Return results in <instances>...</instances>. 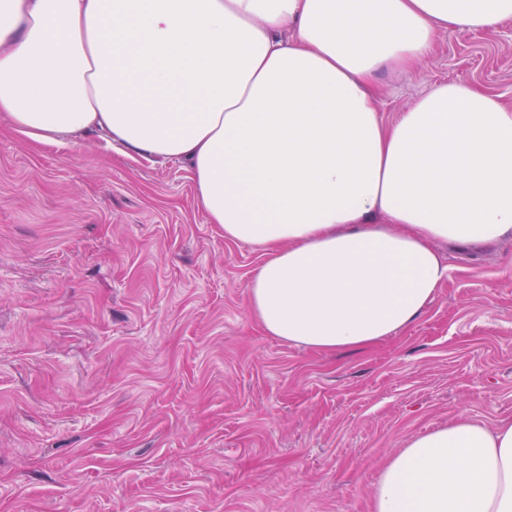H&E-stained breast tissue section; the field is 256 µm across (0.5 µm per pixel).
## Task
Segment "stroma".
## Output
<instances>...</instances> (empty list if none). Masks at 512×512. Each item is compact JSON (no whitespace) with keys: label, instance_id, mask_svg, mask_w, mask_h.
<instances>
[{"label":"stroma","instance_id":"1","mask_svg":"<svg viewBox=\"0 0 512 512\" xmlns=\"http://www.w3.org/2000/svg\"><path fill=\"white\" fill-rule=\"evenodd\" d=\"M446 82L512 108V22L380 72L384 123ZM439 250L404 331L292 344L250 312L262 251L207 223L185 161L0 118V512H371L412 438L512 421V238Z\"/></svg>","mask_w":512,"mask_h":512}]
</instances>
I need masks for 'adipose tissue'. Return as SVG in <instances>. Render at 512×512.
<instances>
[{
  "label": "adipose tissue",
  "mask_w": 512,
  "mask_h": 512,
  "mask_svg": "<svg viewBox=\"0 0 512 512\" xmlns=\"http://www.w3.org/2000/svg\"><path fill=\"white\" fill-rule=\"evenodd\" d=\"M510 19L512 0H0V114L186 161L207 222L266 253L264 330L359 348L434 301L436 243L512 237V109L452 82L388 126L372 79ZM372 512H512V422L413 438Z\"/></svg>",
  "instance_id": "adipose-tissue-1"
}]
</instances>
